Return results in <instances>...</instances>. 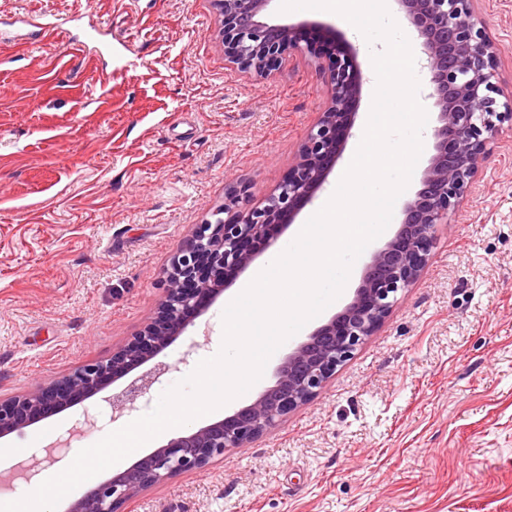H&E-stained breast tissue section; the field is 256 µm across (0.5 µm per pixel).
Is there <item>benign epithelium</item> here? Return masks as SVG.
<instances>
[{"label":"benign epithelium","mask_w":512,"mask_h":512,"mask_svg":"<svg viewBox=\"0 0 512 512\" xmlns=\"http://www.w3.org/2000/svg\"><path fill=\"white\" fill-rule=\"evenodd\" d=\"M271 0H213L224 52L242 71L265 75L283 51L311 50L303 27L265 20ZM407 22L428 81L427 98L438 109L433 154L420 178V188L403 207L394 235L372 251L350 301L278 366L274 383L248 404L223 419L178 434L128 469L99 483L72 501L68 512H119L125 502L180 472L199 470L234 448H247L288 414L317 396L357 349L375 335L389 317L397 295L408 290L424 271L435 240V228L448 223L469 183L488 155V144L505 121L512 122V95L504 100L497 81V48L472 10L473 0H395ZM328 101L307 134L299 160L263 206L237 210L240 198L226 197L212 219L197 225L180 247L167 275L159 320L152 321L112 358L85 363L58 381L6 401L0 400V437L26 428L44 409L98 393L102 382L117 380L141 366L154 352L193 326L192 317L228 287L226 271L247 269L255 253L242 244L257 239L275 244L272 225L292 223L296 206L312 200L341 157L354 125L352 109L361 96L364 74L358 49L348 44L328 51L318 64ZM173 366L161 363L108 399L112 419L134 409L136 399ZM57 445L25 469L33 478L43 463L58 459Z\"/></svg>","instance_id":"obj_1"}]
</instances>
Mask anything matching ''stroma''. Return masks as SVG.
Instances as JSON below:
<instances>
[{
    "mask_svg": "<svg viewBox=\"0 0 512 512\" xmlns=\"http://www.w3.org/2000/svg\"><path fill=\"white\" fill-rule=\"evenodd\" d=\"M267 18L350 42L335 13ZM512 90V0H475ZM46 17L37 31L28 18ZM318 60L264 77L225 59L212 0H0V397L111 358L156 315L179 247L223 207L261 204L326 101ZM383 328L251 447L173 475L120 512H512V124ZM269 251L154 355L171 364L113 419L126 379L0 438V473L64 459L149 412L213 357L222 312ZM190 358L182 353L190 341ZM96 427L79 430L83 413Z\"/></svg>",
    "mask_w": 512,
    "mask_h": 512,
    "instance_id": "1",
    "label": "stroma"
}]
</instances>
